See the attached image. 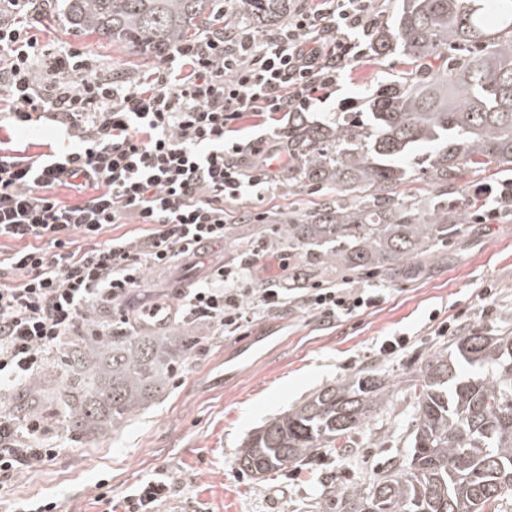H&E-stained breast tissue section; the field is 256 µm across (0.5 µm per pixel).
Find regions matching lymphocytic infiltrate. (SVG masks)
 <instances>
[{
	"label": "lymphocytic infiltrate",
	"instance_id": "1",
	"mask_svg": "<svg viewBox=\"0 0 512 512\" xmlns=\"http://www.w3.org/2000/svg\"><path fill=\"white\" fill-rule=\"evenodd\" d=\"M377 0H293L282 27L262 34L239 22L244 0H224L222 22L174 46L148 86L104 78L89 54L40 44L34 34L51 0H0V129L46 118L64 146L33 157L0 147V382L36 374L94 306L120 305L147 269L165 268L223 245L232 225L265 213L229 215L225 201L263 197L287 156L280 114L313 112L336 91L376 23ZM265 115L260 135L238 137L246 114ZM67 185L78 200L50 190ZM142 224L140 235L105 237ZM259 252L216 266L178 310L205 319L219 336H242L290 304L343 319L377 305L375 288L318 284L290 292L277 281L252 285ZM0 479L52 460L40 426L16 429L0 416Z\"/></svg>",
	"mask_w": 512,
	"mask_h": 512
}]
</instances>
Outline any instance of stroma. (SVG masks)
I'll use <instances>...</instances> for the list:
<instances>
[{"mask_svg":"<svg viewBox=\"0 0 512 512\" xmlns=\"http://www.w3.org/2000/svg\"><path fill=\"white\" fill-rule=\"evenodd\" d=\"M36 35L50 45L86 49L102 76L125 85L142 83L160 65L158 59L76 31L59 11ZM409 70L397 55L375 60L365 56L349 63L335 97L308 118L326 124L339 117L354 119L367 96ZM0 140L34 156L60 143L61 135L45 121L30 130L2 133ZM331 195L326 188L283 182L263 200L226 202V209L235 213L255 208L269 217L263 224L234 225L223 252L206 251L169 269L147 270L142 286L126 296L124 308L178 302L182 291L204 278L212 260L239 265L249 244L268 238L272 225L319 208ZM350 283L381 288L384 296L378 305L343 320L324 319L298 307L261 319L272 339L259 349L251 347L250 336L213 335L207 321L191 316L168 325L167 333L188 335L195 342L168 388L116 430L74 436L48 409L33 411L57 455L1 484L0 512H14L25 501L42 497L60 501L63 512H103L96 499L98 482L108 483L117 508L150 478L168 480L173 488L158 512H311L327 481L366 486L389 459L406 461L414 424L412 379L430 352L475 327L512 331V211H499L488 224L464 216L457 237L410 260L400 273L354 276ZM489 285L494 295L483 296ZM439 317L455 320L454 335H436ZM401 335L408 339L403 349L391 356L380 354L384 340ZM245 345L249 356L242 359L237 351ZM67 355L64 349L54 353L35 377L0 394L6 408L62 384ZM362 370L388 381L393 399L354 434L355 451L342 455L327 450L311 463L260 479L241 470L238 456L254 431L313 392Z\"/></svg>","mask_w":512,"mask_h":512,"instance_id":"35a3bbf8","label":"stroma"}]
</instances>
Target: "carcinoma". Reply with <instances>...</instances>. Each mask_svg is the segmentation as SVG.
<instances>
[{"label":"carcinoma","instance_id":"cac0c4a2","mask_svg":"<svg viewBox=\"0 0 512 512\" xmlns=\"http://www.w3.org/2000/svg\"><path fill=\"white\" fill-rule=\"evenodd\" d=\"M214 0H63L68 23L158 58L192 41ZM290 0H248L260 28L288 16ZM371 52L399 54L409 77L380 87L359 124L288 119V181L331 186L338 197L277 224L272 240L312 269L353 274L400 267L459 233L480 204L458 182L471 169L512 165V0H403L378 22ZM427 149L439 190L429 216L396 189ZM188 336L128 332L79 336L54 393V415L71 432L106 431L170 383ZM415 424L407 464L367 488L329 485L337 512H502L512 499V331L473 328L431 352L415 378ZM393 390L370 371L325 386L249 436L241 469L258 479L340 448L388 405Z\"/></svg>","mask_w":512,"mask_h":512}]
</instances>
